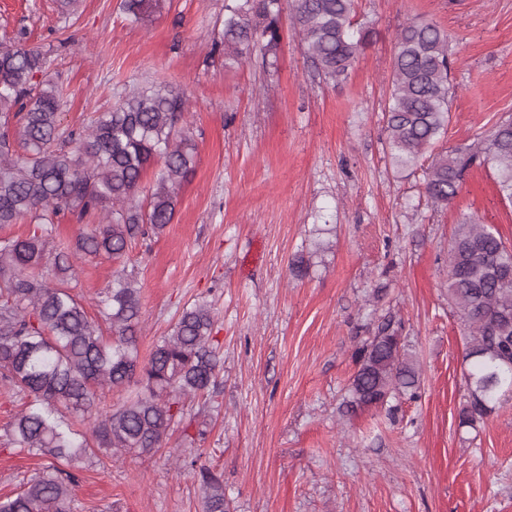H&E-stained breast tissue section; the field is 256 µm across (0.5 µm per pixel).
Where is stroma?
Masks as SVG:
<instances>
[{
	"mask_svg": "<svg viewBox=\"0 0 512 512\" xmlns=\"http://www.w3.org/2000/svg\"><path fill=\"white\" fill-rule=\"evenodd\" d=\"M371 45L346 77L324 79L291 22L274 64L224 56V0H161L131 23L122 0H0V42L26 31L69 93L61 126L89 122L136 86L192 101L194 173L171 224L121 262L79 265L68 282L89 314L117 266L141 297L139 352L183 309L211 306L221 366L208 395L159 452L72 464V512H202L198 458L224 483L229 512H512V397L460 426L465 339L448 304V241L462 214L512 244V203L492 169H472L455 200L427 198L429 157L397 171L384 131L400 27L444 30L456 64L443 152L512 117V0H355ZM313 254L306 275L289 265ZM401 321L420 372L394 416L343 411L353 353L386 317ZM18 403L0 388V497L48 466L8 449Z\"/></svg>",
	"mask_w": 512,
	"mask_h": 512,
	"instance_id": "stroma-1",
	"label": "stroma"
}]
</instances>
